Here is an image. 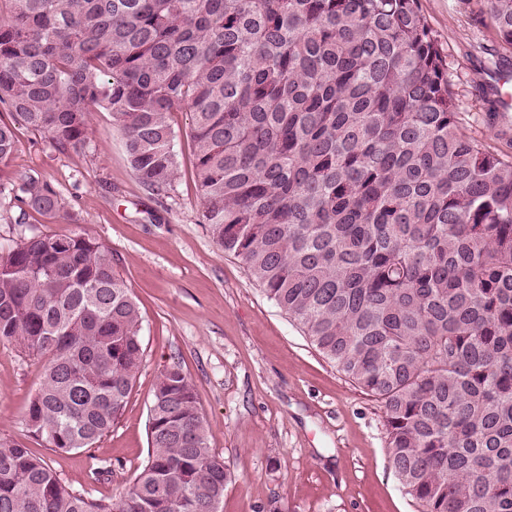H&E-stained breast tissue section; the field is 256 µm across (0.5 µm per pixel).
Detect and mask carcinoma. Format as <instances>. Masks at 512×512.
<instances>
[{"instance_id":"1","label":"carcinoma","mask_w":512,"mask_h":512,"mask_svg":"<svg viewBox=\"0 0 512 512\" xmlns=\"http://www.w3.org/2000/svg\"><path fill=\"white\" fill-rule=\"evenodd\" d=\"M419 0H0V221L68 216L15 183V123L61 153L106 112L148 190L191 114L204 223L325 359L381 403L417 512H512V158L463 127ZM512 49V0H484ZM500 112L497 85L480 86ZM142 316L87 234L0 256V340L45 359L25 425L87 450L143 364ZM147 463L98 504L0 435V512H221L232 480L181 367L154 387Z\"/></svg>"}]
</instances>
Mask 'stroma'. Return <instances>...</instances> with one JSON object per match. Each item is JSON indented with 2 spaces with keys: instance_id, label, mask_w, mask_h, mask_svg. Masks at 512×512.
<instances>
[{
  "instance_id": "1",
  "label": "stroma",
  "mask_w": 512,
  "mask_h": 512,
  "mask_svg": "<svg viewBox=\"0 0 512 512\" xmlns=\"http://www.w3.org/2000/svg\"><path fill=\"white\" fill-rule=\"evenodd\" d=\"M442 45L465 127L512 156V122L501 137L485 126L477 69L493 39L484 0H420ZM191 117L173 116L180 176L156 195L135 178L108 113L91 118L84 151L61 153L20 129L16 177L38 173L68 201L69 215L32 226L53 235L87 233L112 254L142 315L144 361L123 414L90 451L34 445L69 487L111 502L148 458V409L160 372L180 363L195 385L212 448L232 481L223 512H416L388 462L382 410L327 361L300 329L224 253L204 224L188 146ZM43 372L39 357L0 341V435L27 442L24 415ZM107 466L100 481L90 461Z\"/></svg>"
}]
</instances>
